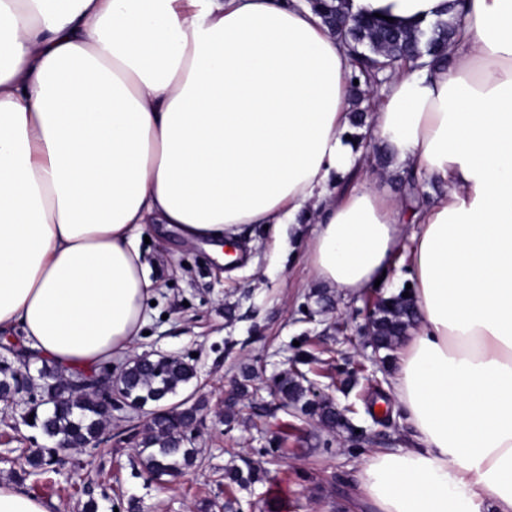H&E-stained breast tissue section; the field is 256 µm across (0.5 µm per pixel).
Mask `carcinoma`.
Returning a JSON list of instances; mask_svg holds the SVG:
<instances>
[{
  "instance_id": "carcinoma-1",
  "label": "carcinoma",
  "mask_w": 512,
  "mask_h": 512,
  "mask_svg": "<svg viewBox=\"0 0 512 512\" xmlns=\"http://www.w3.org/2000/svg\"><path fill=\"white\" fill-rule=\"evenodd\" d=\"M306 5L336 34L345 46L350 59L353 102V126L365 125V111L361 104L370 100L376 84L386 75L397 71H413L427 65L447 61L450 46L463 39L467 21L463 12L453 20L438 18L424 26L390 23L385 19L354 13L350 0H306ZM406 188L407 204L417 209L430 194L425 190L427 181L412 175L400 178ZM373 307L368 334L375 350L391 352L400 343L406 331L415 322L411 301L398 293L378 300L366 301ZM75 374H64L55 366L43 365L38 376L21 373L14 363L0 359V399L7 401L20 387L25 386L46 398L45 407L28 410L24 423L40 430L45 436L70 448L97 446L103 440L109 418L98 402L88 393L75 387ZM197 377L196 367L185 359L172 355L136 356L128 361L118 377V391L123 398L140 410L151 403L142 437L138 442V455L144 469L154 478L173 476L191 467L197 451L187 447L179 429L195 424L199 406L187 402H170L185 386ZM274 395L285 406L300 407L308 415L317 417L326 429L340 425L336 406L327 401H310V386L304 375L283 372L273 380ZM57 448H36L26 458L33 471L46 472L51 468L52 456ZM267 470L262 463L243 470L235 465L224 468V491L247 488L263 480Z\"/></svg>"
}]
</instances>
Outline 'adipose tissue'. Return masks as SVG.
<instances>
[{"label": "adipose tissue", "mask_w": 512, "mask_h": 512, "mask_svg": "<svg viewBox=\"0 0 512 512\" xmlns=\"http://www.w3.org/2000/svg\"><path fill=\"white\" fill-rule=\"evenodd\" d=\"M448 0H352L402 24ZM447 63L394 74L368 124L389 168L445 186L408 212L333 188L345 47L304 0H0V332L64 371L127 356L156 289L151 224L214 250L312 218L318 287L405 258L418 321L391 393L412 445L358 474L374 512H512V0H465Z\"/></svg>", "instance_id": "1"}]
</instances>
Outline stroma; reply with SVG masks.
Listing matches in <instances>:
<instances>
[{"mask_svg": "<svg viewBox=\"0 0 512 512\" xmlns=\"http://www.w3.org/2000/svg\"><path fill=\"white\" fill-rule=\"evenodd\" d=\"M374 185L389 197L402 196L395 176L383 175L365 154L347 193ZM314 225L274 234L270 226L247 224L238 234L247 259L228 267L205 245L183 246L175 230L154 225L140 250L158 287L148 309L145 335L133 355H178L192 359L197 378L186 392L200 411L193 431L198 459L187 473L154 479L139 461L129 430H143L146 413L112 414L101 447L61 452L46 474H26L31 449L51 441L23 422L24 405L0 401V481L43 499L50 512H82L95 499L99 512H224V466L255 463L258 449L278 456L265 482L237 489L238 512H368L357 494L360 465L374 449L410 447V426L393 402L368 414L380 381L389 372L372 361L373 351L359 330L365 324L358 298L334 297L332 308L315 313L318 291L311 277L307 241ZM348 321L346 333L336 324ZM299 361L300 371L347 411L348 424L335 431L315 419L280 406L266 388L274 376ZM256 369L257 396L241 392L242 369ZM236 416L225 422L227 404ZM363 429V447H352L349 427Z\"/></svg>", "mask_w": 512, "mask_h": 512, "instance_id": "35a3bbf8", "label": "stroma"}]
</instances>
